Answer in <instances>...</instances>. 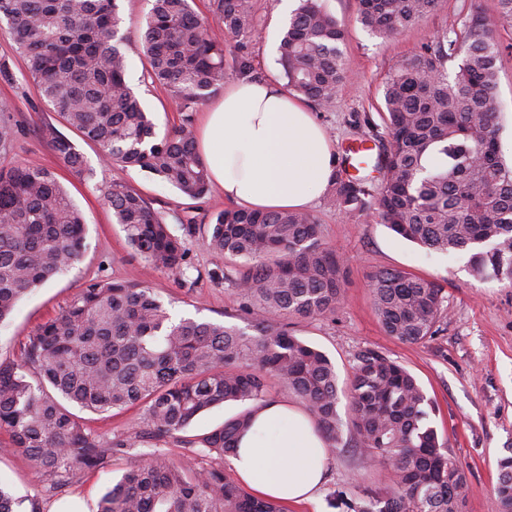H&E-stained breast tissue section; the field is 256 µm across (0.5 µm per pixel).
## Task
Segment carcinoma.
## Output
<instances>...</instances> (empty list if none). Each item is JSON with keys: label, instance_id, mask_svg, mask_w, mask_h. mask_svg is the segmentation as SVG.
I'll return each instance as SVG.
<instances>
[{"label": "carcinoma", "instance_id": "cac0c4a2", "mask_svg": "<svg viewBox=\"0 0 512 512\" xmlns=\"http://www.w3.org/2000/svg\"><path fill=\"white\" fill-rule=\"evenodd\" d=\"M440 0H358L360 21L389 39L438 10ZM220 31L191 0H152L141 22L146 71L193 112L224 88V42L238 43L239 69L251 70L247 39L252 0H213ZM24 58L28 77L66 123L100 148L108 163L138 167L197 201L209 192L208 168L194 148L190 117L163 138L126 80L117 0H0V22ZM512 26V0L493 17L475 14L409 58L383 85L388 147L374 206L381 223L426 251L467 252L479 279L512 281V166L499 148V45L492 29ZM346 31L322 0H300L280 39L279 78L318 111L336 107L347 60ZM0 111V152L12 128ZM43 135L64 163L92 172L52 125ZM337 208H365L367 190L336 173ZM116 223L143 261L187 276L184 239L139 192L121 181L102 190ZM82 213L55 172L32 163L0 171V323L35 288L66 273L85 247ZM204 245L224 258L207 271L241 298L246 326L175 319L152 288L96 280L27 337L17 358L0 360V430L31 469L63 484L76 470L100 469L146 439L173 438L199 456L237 448L272 401L274 379L299 398L328 456L349 434L353 447L390 473L382 490L338 495L340 512H462L465 468L430 424L431 401L417 379L386 354L364 348L339 387L329 357L290 328L292 319L333 314L345 293L344 261L305 212L225 208L206 224ZM385 332L418 344L439 331L448 305L435 282L400 269L370 277ZM257 317L250 318V315ZM346 396L349 417L339 415ZM226 402L246 405L212 431L184 435ZM144 410L143 428L103 441L70 407L95 413ZM499 512H512V454L498 460ZM98 512H285L282 502L248 493L224 468L172 461L162 451L137 464L102 495Z\"/></svg>", "mask_w": 512, "mask_h": 512}]
</instances>
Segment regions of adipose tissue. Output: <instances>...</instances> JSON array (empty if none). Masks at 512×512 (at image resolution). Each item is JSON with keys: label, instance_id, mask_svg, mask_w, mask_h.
<instances>
[{"label": "adipose tissue", "instance_id": "obj_1", "mask_svg": "<svg viewBox=\"0 0 512 512\" xmlns=\"http://www.w3.org/2000/svg\"><path fill=\"white\" fill-rule=\"evenodd\" d=\"M212 184L251 210L308 209L336 171L335 150L306 103L267 79L227 85L195 134ZM229 462L256 497L311 502L328 467L313 422L273 401Z\"/></svg>", "mask_w": 512, "mask_h": 512}]
</instances>
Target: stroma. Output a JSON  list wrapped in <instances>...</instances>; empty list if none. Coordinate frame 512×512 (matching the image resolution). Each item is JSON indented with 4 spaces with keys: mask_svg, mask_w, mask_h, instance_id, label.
<instances>
[{
    "mask_svg": "<svg viewBox=\"0 0 512 512\" xmlns=\"http://www.w3.org/2000/svg\"><path fill=\"white\" fill-rule=\"evenodd\" d=\"M283 0H253L256 31L248 44L255 78L278 79L277 47L288 22ZM325 8L348 31L343 47L348 61L346 81L336 97L335 109L314 112L313 117L332 140L343 175L353 174L351 147L366 143L380 153V137L386 128L380 109L383 82L397 61L418 53L454 22H463L475 12L490 16L495 0H442L439 9L419 26L389 38L370 34L358 20V0H323ZM149 0H121L120 32L128 58L126 78L154 118L156 133L165 136L182 122L169 92L152 85L140 50L139 24L149 11ZM494 37L500 46L498 100L504 122L499 132L503 157L512 158V27H498ZM0 65L9 78H0V104L8 105L13 143L0 154V169L18 163H38L57 173L86 222V249L65 275L35 288L16 307L9 320L0 324V359L15 358L22 343L41 324L56 317L69 300L89 281L115 279L149 286L168 302L177 316L235 324L239 321L240 298L229 282L207 276L222 264L201 236L187 238L192 264L185 287L178 275L154 269L133 256L125 234L116 224L100 189L122 181L142 194L161 213L174 234H181L180 219L203 220L229 207L217 191L192 201L170 185L137 168L101 162L98 146L66 124L38 94L26 76V65L11 40L6 24L0 23ZM52 124L72 142L95 172L85 178L64 165L41 134ZM310 213L322 226L324 239L345 261L346 293L334 314L295 322V334L325 352L340 380H347L355 354L370 347L403 365L420 382L434 406L432 421L446 438L452 455L468 472L469 492L463 512H498L493 488L498 478L497 461L512 448V283L475 278L465 253L426 252L380 224L373 206L348 217L324 190ZM381 269H404L436 281L444 288L448 317L436 336L420 344H408L387 335L371 303L370 276ZM142 410L96 414L83 412L90 430L104 439L124 436L139 424ZM10 436L0 431V484L22 498V512H29L30 498H37L40 512H53L62 501L80 497L89 512H97L107 487L118 480L143 454V444L127 454L113 456L106 468L76 471L62 486H51L47 477L30 470L23 455L10 451ZM388 483L383 464L353 447L337 449L329 461L327 480L314 502L292 504L288 512H335L331 500L337 493L353 494L365 487L382 488Z\"/></svg>",
    "mask_w": 512,
    "mask_h": 512,
    "instance_id": "stroma-1",
    "label": "stroma"
}]
</instances>
